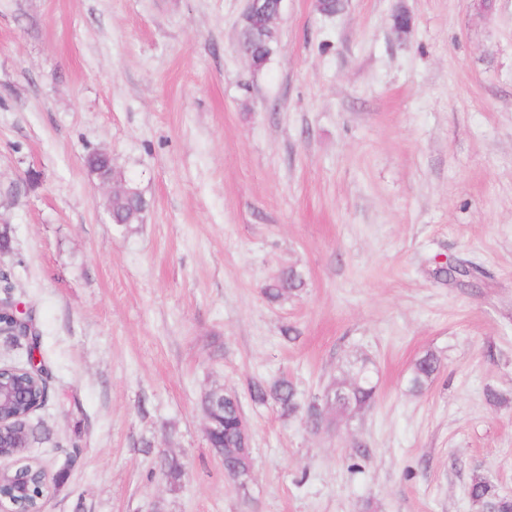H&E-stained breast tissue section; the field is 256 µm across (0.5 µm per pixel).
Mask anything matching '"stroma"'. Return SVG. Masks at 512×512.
Wrapping results in <instances>:
<instances>
[{"mask_svg":"<svg viewBox=\"0 0 512 512\" xmlns=\"http://www.w3.org/2000/svg\"><path fill=\"white\" fill-rule=\"evenodd\" d=\"M244 4L0 0V261L51 374L31 451L64 475L43 512H477L476 473L512 495V0H283L259 72ZM92 151L148 200L136 230ZM287 268L301 292L268 301ZM360 356L376 402L337 415ZM280 378L319 428L251 400ZM216 387L251 428L243 489ZM439 361L434 354L427 353L419 358L413 365L408 378V387L411 392L421 391L431 381L439 370ZM206 418L213 420V429L206 438L216 457L224 458V473L236 483V477L252 470V448L242 433V412L237 395L223 388L211 390L202 400Z\"/></svg>","mask_w":512,"mask_h":512,"instance_id":"1","label":"stroma"}]
</instances>
